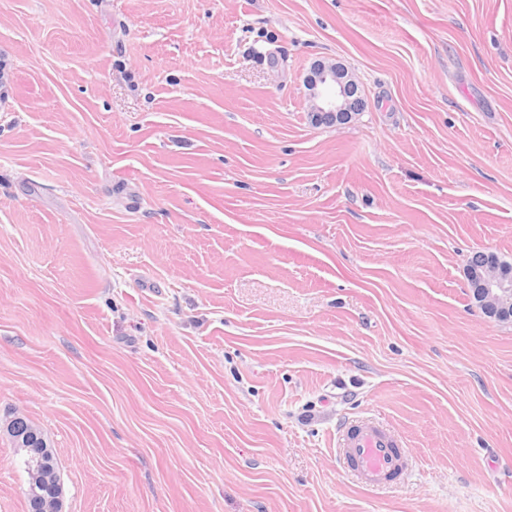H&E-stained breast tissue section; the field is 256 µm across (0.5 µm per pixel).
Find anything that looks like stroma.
Returning <instances> with one entry per match:
<instances>
[{
	"instance_id": "35a3bbf8",
	"label": "stroma",
	"mask_w": 512,
	"mask_h": 512,
	"mask_svg": "<svg viewBox=\"0 0 512 512\" xmlns=\"http://www.w3.org/2000/svg\"><path fill=\"white\" fill-rule=\"evenodd\" d=\"M3 426L64 512H512V0H0ZM344 64L367 106L310 118ZM403 440L358 486L336 430ZM480 253H474L467 263L475 264L469 270V278L477 285L473 301L476 304L478 300L482 311L489 317L504 316L512 320L511 276L499 267L493 254L488 253L481 260L483 256ZM13 439L12 443L14 444L15 442L14 445H16L17 448H21L28 454L29 451L33 452L34 455L32 457L36 459V461L33 460L28 454H23L22 456L25 473L27 474L28 478L27 483H44L43 477L46 479L48 483H51L53 481V478L50 473L53 471L55 467V458L51 448H42L43 445L45 444V440L41 437L34 438L32 436H28L26 432L14 436ZM36 462L38 465L42 467L50 468L51 472L49 473L41 468H38L36 466ZM42 488V486L39 487L36 484H31L30 486L27 487L25 492V496L27 497V499H29L34 504L39 505L40 507L41 503L45 500V495L42 493Z\"/></svg>"
}]
</instances>
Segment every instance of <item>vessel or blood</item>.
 Instances as JSON below:
<instances>
[{"mask_svg":"<svg viewBox=\"0 0 512 512\" xmlns=\"http://www.w3.org/2000/svg\"><path fill=\"white\" fill-rule=\"evenodd\" d=\"M336 445L345 468L366 488L384 487L403 477L410 468L401 440L370 420L346 423L337 434Z\"/></svg>","mask_w":512,"mask_h":512,"instance_id":"1","label":"vessel or blood"}]
</instances>
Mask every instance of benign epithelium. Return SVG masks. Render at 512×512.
Segmentation results:
<instances>
[{
  "label": "benign epithelium",
  "mask_w": 512,
  "mask_h": 512,
  "mask_svg": "<svg viewBox=\"0 0 512 512\" xmlns=\"http://www.w3.org/2000/svg\"><path fill=\"white\" fill-rule=\"evenodd\" d=\"M306 85L313 101L312 119L316 124H343L366 107L357 83L336 63L315 62ZM469 278L477 285L475 296L487 316L512 320V276L499 267L493 254H486L480 263L473 265ZM14 442L16 447L32 452L38 465L55 467L53 452L44 447L43 438L23 433L14 436Z\"/></svg>",
  "instance_id": "benign-epithelium-1"
}]
</instances>
